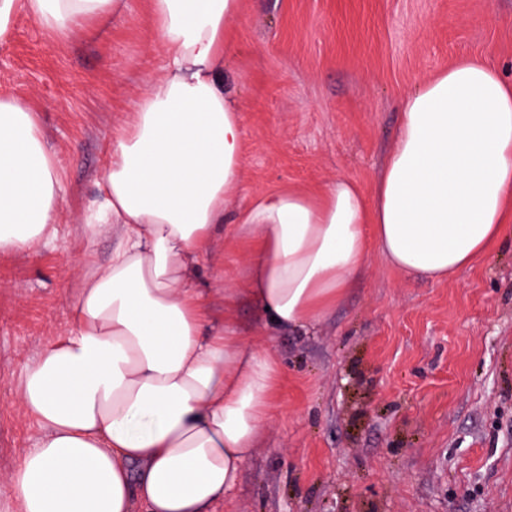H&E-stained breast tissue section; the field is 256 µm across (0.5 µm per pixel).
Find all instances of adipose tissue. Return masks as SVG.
Returning a JSON list of instances; mask_svg holds the SVG:
<instances>
[{
	"label": "adipose tissue",
	"mask_w": 512,
	"mask_h": 512,
	"mask_svg": "<svg viewBox=\"0 0 512 512\" xmlns=\"http://www.w3.org/2000/svg\"><path fill=\"white\" fill-rule=\"evenodd\" d=\"M125 0H0V43L21 15L67 34ZM241 0H149L165 64L112 135L82 214L68 327L23 367L16 401L42 436L0 483V512H215L271 420L274 349L233 326L252 304L262 335L304 334L378 252L438 283L512 231V79L478 58L408 92L366 196L350 178L311 193L242 189L240 99L224 87L225 31ZM61 182L35 110L0 97V255L55 238ZM249 245L245 280L215 317L201 286L217 235ZM112 238L106 263L93 245Z\"/></svg>",
	"instance_id": "obj_1"
}]
</instances>
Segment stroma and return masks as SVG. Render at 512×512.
<instances>
[{"label":"stroma","mask_w":512,"mask_h":512,"mask_svg":"<svg viewBox=\"0 0 512 512\" xmlns=\"http://www.w3.org/2000/svg\"><path fill=\"white\" fill-rule=\"evenodd\" d=\"M224 82L244 105V190L373 191L404 94L459 58L512 79V0H242ZM148 0L57 39L22 16L0 96L34 105L61 173L55 239L0 256V481L40 437L15 402L24 364L66 331L68 289L113 128L161 71ZM216 315L245 249L217 238ZM271 342L284 381L263 440L218 512H512V239L448 281L370 254L307 335Z\"/></svg>","instance_id":"35a3bbf8"}]
</instances>
